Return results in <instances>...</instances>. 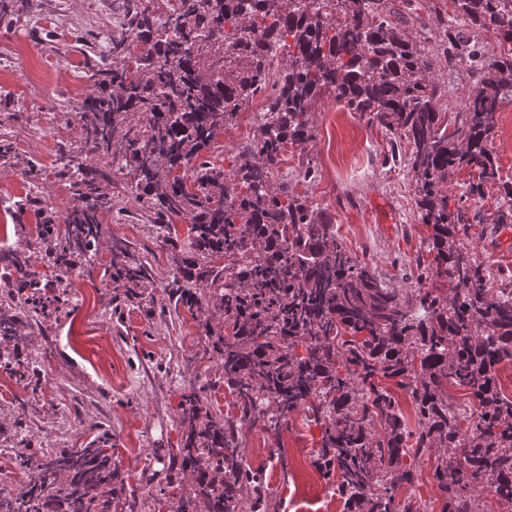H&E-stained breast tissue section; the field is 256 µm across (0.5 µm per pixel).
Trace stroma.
<instances>
[{
  "label": "stroma",
  "mask_w": 512,
  "mask_h": 512,
  "mask_svg": "<svg viewBox=\"0 0 512 512\" xmlns=\"http://www.w3.org/2000/svg\"><path fill=\"white\" fill-rule=\"evenodd\" d=\"M405 1L418 18L404 27L406 36L433 37L448 25V0H391ZM125 36L112 16V0H25L10 28L0 27V130L12 132L16 149L0 159V197L27 193L20 170L33 160L46 170L45 203L60 212L73 206L66 181L50 168L80 140L70 111L89 87L75 74L94 66L110 40ZM311 120L314 140L304 155L283 164L280 180L307 206L331 216L337 237L376 269L385 286L402 292L415 287L430 229L419 217L404 165L406 147H393L384 129L367 125L330 93ZM305 158L318 169L310 181L301 173ZM473 178L466 168L449 176L448 209L456 223L469 225L467 243L494 287L512 288V240L490 224L501 210L500 191L491 185L481 198L466 199ZM124 206L104 214V237L125 240L148 258L156 283L153 304L126 308L117 317L111 313L112 282L98 271L77 279L76 311L35 332L23 351L40 363V399L0 373V428L10 432L16 421L33 420L28 437L34 447L60 450L81 447L94 425L105 424L114 458L135 488L145 470L167 467V451L180 437L179 393L202 384L210 371L208 360L192 359L202 350L197 322L185 312L160 321L169 256L157 246L152 225L143 223L136 197H126ZM319 438V428L301 411L279 431H246L244 460L264 469L276 499L295 512H336V504L324 501V480L311 463Z\"/></svg>",
  "instance_id": "1"
}]
</instances>
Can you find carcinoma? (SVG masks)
<instances>
[{
	"mask_svg": "<svg viewBox=\"0 0 512 512\" xmlns=\"http://www.w3.org/2000/svg\"><path fill=\"white\" fill-rule=\"evenodd\" d=\"M450 2L455 26L444 30L442 54L475 83L456 112L438 108L448 90L429 81L434 48L403 37L386 0H164L158 9L122 0L131 41L100 55L76 107L79 146L56 161L76 205L64 217L49 211L35 192L36 162L21 172L28 193L0 204L33 214L35 250L69 278L75 259L95 265L103 213L122 210L118 165L171 255L162 313L198 321L214 372L180 393V438L166 472L146 476V497L130 488L100 424L80 448L20 442L23 479L0 495V512H141L166 502L180 475L187 487L174 512H278L263 471L244 463V427L277 429L302 407L321 429L314 463L343 512H434L431 501L398 496L416 486L430 454L440 512H487L485 477L512 506V396L500 380L512 364V290L488 287L447 190L463 167L478 173L472 195L499 180L493 142L497 114L512 104V0ZM474 27L501 35L499 56L472 42ZM259 93L252 140L230 170L211 163L206 154ZM327 93L410 146L405 162L432 234L430 259L405 293L352 256L288 182H275L288 146L315 138L310 114ZM178 221L188 224L184 239ZM108 251L121 304L153 300L147 258L122 240ZM237 255L252 263H225ZM30 260L26 250L0 252V371L35 394L38 364L16 351L71 297L66 288L43 296ZM386 381L410 396L415 426ZM220 386L232 396L225 412L208 395Z\"/></svg>",
	"mask_w": 512,
	"mask_h": 512,
	"instance_id": "carcinoma-1",
	"label": "carcinoma"
}]
</instances>
